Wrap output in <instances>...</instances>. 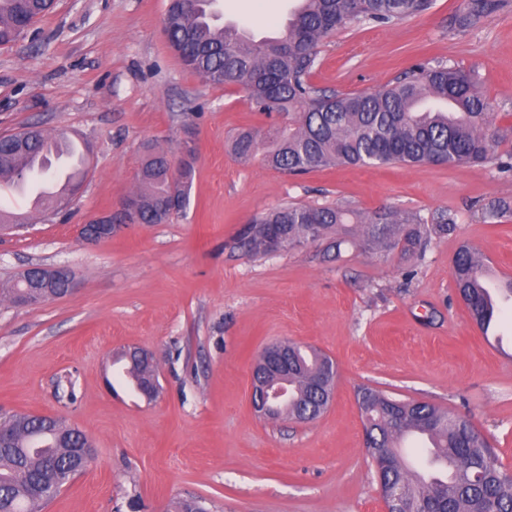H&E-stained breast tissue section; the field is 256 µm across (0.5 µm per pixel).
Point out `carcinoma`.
Masks as SVG:
<instances>
[{
  "label": "carcinoma",
  "instance_id": "carcinoma-1",
  "mask_svg": "<svg viewBox=\"0 0 512 512\" xmlns=\"http://www.w3.org/2000/svg\"><path fill=\"white\" fill-rule=\"evenodd\" d=\"M216 0H172L165 31L183 65L203 81L241 86L251 106L273 121L266 127L242 130L232 150L241 160L262 156L265 166L298 175L336 165L377 166L460 165L493 163L512 172V155H497L487 134L489 112L479 90L478 75L438 63L416 64L390 84L370 93H344L318 88L312 76L320 41L354 23L393 24L428 10L431 0H298L284 32L253 41L246 31L214 24ZM500 0H462L454 24L465 30L490 17ZM53 0H0V46L22 36L52 7ZM49 136L30 127L0 137V176L24 178L21 160L40 155ZM194 167H173L168 155L148 148L140 170L139 202L142 224H164L189 203ZM512 215V204L498 201L485 208L490 224ZM431 223V230L424 224ZM455 219L441 212L431 219L417 213L383 209L355 212L336 205H284L255 216L240 233L239 248L253 255L269 253L271 235L283 247L310 244L334 259L342 247L358 244L381 257L395 250L412 256L422 253L428 232L445 235ZM452 276L458 294L477 325L495 319L482 288L483 258L462 243L453 258ZM285 364L271 366L260 354L253 371L259 381L288 375L292 397L275 404L269 419H317L330 404L328 389L318 384L322 369L332 365L319 350L290 342H276ZM124 363L140 395L156 375L153 366ZM365 398V441L377 463L381 490H392L412 512H512V479L500 466L485 434L467 416L429 402L401 400L362 387ZM5 426L0 442V512H38L75 476L73 450L82 446L81 434L54 416L16 413ZM407 432L434 439L426 459L437 455L452 463L455 475L442 482L423 481L410 467L398 441Z\"/></svg>",
  "mask_w": 512,
  "mask_h": 512
}]
</instances>
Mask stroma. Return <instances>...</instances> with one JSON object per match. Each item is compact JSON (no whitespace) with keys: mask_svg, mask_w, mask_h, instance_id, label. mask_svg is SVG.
<instances>
[{"mask_svg":"<svg viewBox=\"0 0 512 512\" xmlns=\"http://www.w3.org/2000/svg\"><path fill=\"white\" fill-rule=\"evenodd\" d=\"M296 0H217L222 21L281 29ZM461 0L388 25H354L320 45L313 82L370 92L411 65L476 70L496 150L512 153V0L461 31ZM168 0H55L15 43L0 46V136L34 125L80 136L89 172L66 211L36 210L0 239V283L36 264L65 265L76 291L32 308L0 301V407L63 417L93 442L86 471L42 512H384L356 403L367 385L470 417L512 471V356L494 350L456 294L460 241L512 276V173L494 164L335 167L292 176L231 151L263 116L236 84L188 70L164 32ZM196 148L187 208L111 240L78 237L89 216L138 188L147 145L179 159ZM288 203L451 214L455 233L421 256L381 258L360 246L251 255L236 244L259 212ZM291 340L337 368L328 410L298 423L259 416L255 361ZM149 350L162 386L147 401L116 383L113 359Z\"/></svg>","mask_w":512,"mask_h":512,"instance_id":"1","label":"stroma"}]
</instances>
